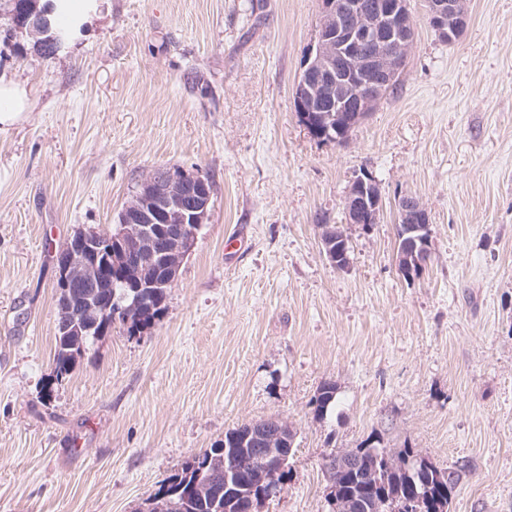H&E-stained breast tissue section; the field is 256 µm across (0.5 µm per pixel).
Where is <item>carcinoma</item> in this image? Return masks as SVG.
<instances>
[{"mask_svg":"<svg viewBox=\"0 0 512 512\" xmlns=\"http://www.w3.org/2000/svg\"><path fill=\"white\" fill-rule=\"evenodd\" d=\"M112 298V324H117L126 330L128 335L134 332H143L152 328L156 320L163 315L166 305L162 304L165 297L161 288H134L129 278L112 274V288L108 289ZM67 313L58 310V321L55 336V368L53 377L59 383L65 380L72 372L77 360L83 356L89 346L97 337L72 336L67 331ZM338 401L336 384L323 383L317 390L313 400L315 414L324 417L329 410L336 406ZM278 430V421L268 419L254 423L243 424L224 434V439L215 442L203 453L187 459L181 471L172 476L161 485L154 497L148 501L146 512H239L238 502H228V507L219 511L213 508L208 496L198 492L192 496V489L197 469L196 461L211 459L212 482L218 487H224V444L229 438L236 437L238 448H258L255 436L269 434ZM357 451L362 453L363 459L372 467L384 470L388 462H394L392 471L387 476L380 478L375 491V497L368 498L367 506L358 512H377L376 507H381L382 512H394L393 501L399 492L409 491L416 497L426 502L437 496L448 501L452 500L459 481V472L452 471L453 479L445 485H437L430 480L429 463L426 458L413 453L411 448H403L395 453L376 445L369 440L359 446ZM336 461V455L330 454L323 464L325 474L329 476L335 488L336 496L342 500H348L357 492V476L351 472L338 470L332 466ZM255 482L254 468L250 458L241 460L238 467L237 492L245 495L249 493Z\"/></svg>","mask_w":512,"mask_h":512,"instance_id":"carcinoma-1","label":"carcinoma"}]
</instances>
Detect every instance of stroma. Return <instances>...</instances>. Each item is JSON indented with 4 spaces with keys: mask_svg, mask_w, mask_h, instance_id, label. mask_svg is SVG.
I'll return each mask as SVG.
<instances>
[{
    "mask_svg": "<svg viewBox=\"0 0 512 512\" xmlns=\"http://www.w3.org/2000/svg\"><path fill=\"white\" fill-rule=\"evenodd\" d=\"M98 4L44 58L0 0V75L31 91L0 132V512H142L188 458L269 418L296 450L261 512H331L324 458L371 436L461 467L449 512H512V0H466L453 44L410 0L401 81L342 145L294 106L320 0ZM162 166L213 183L164 315L136 337L112 327L43 398L56 250L116 224ZM365 171L383 214L348 228L339 270L322 227ZM405 196L431 221L415 280L396 261ZM326 382L339 404L322 421ZM338 401L337 388L334 383H323L317 390V394L312 402L315 406V414L323 418L327 415L329 410L336 406Z\"/></svg>",
    "mask_w": 512,
    "mask_h": 512,
    "instance_id": "35a3bbf8",
    "label": "stroma"
}]
</instances>
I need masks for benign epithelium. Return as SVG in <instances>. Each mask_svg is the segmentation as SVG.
<instances>
[{"instance_id": "obj_1", "label": "benign epithelium", "mask_w": 512, "mask_h": 512, "mask_svg": "<svg viewBox=\"0 0 512 512\" xmlns=\"http://www.w3.org/2000/svg\"><path fill=\"white\" fill-rule=\"evenodd\" d=\"M464 0H428V15L438 36L453 43L467 26ZM47 5L29 6L21 23L40 30L47 44L61 50L60 36L52 28ZM318 38L303 66L295 94L301 124L315 139L343 143L350 131L365 120L386 93V88L404 68L414 27L408 0H321ZM330 95L323 94V91ZM211 192L204 176L180 167H163L146 183L138 203L126 206L121 223L107 232L79 230L74 243L58 254V293L70 303L73 326L79 334L96 328L94 321L107 315L105 298L88 292L89 283L104 288L109 279L99 265L125 270L128 263L157 264L164 270L161 282L149 288H169L197 243L202 226L210 218ZM381 211L379 182L369 172L355 177L344 200L345 221L362 231L378 223ZM399 223L405 225L406 240L397 251L401 274L413 280L424 274L431 260L430 219L427 209L413 197L399 200ZM256 475L264 485L258 499L250 500L246 512H259L261 505L276 496L282 483L278 475L288 469L290 448L249 450ZM241 453L224 451V484L236 478ZM360 455L339 452L336 466L358 471Z\"/></svg>"}]
</instances>
